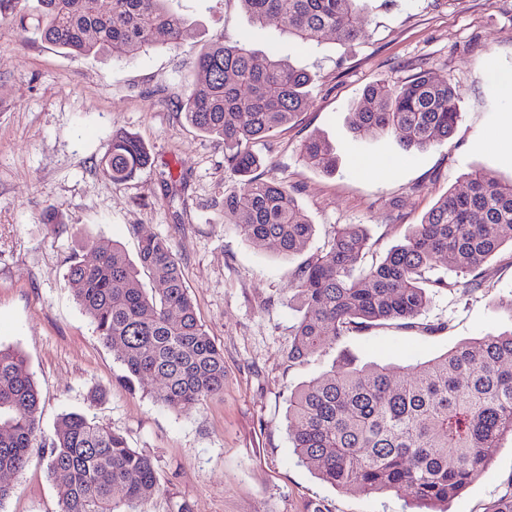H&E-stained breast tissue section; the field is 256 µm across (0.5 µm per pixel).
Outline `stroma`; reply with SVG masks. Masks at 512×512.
Returning a JSON list of instances; mask_svg holds the SVG:
<instances>
[{
	"label": "stroma",
	"mask_w": 512,
	"mask_h": 512,
	"mask_svg": "<svg viewBox=\"0 0 512 512\" xmlns=\"http://www.w3.org/2000/svg\"><path fill=\"white\" fill-rule=\"evenodd\" d=\"M191 31L178 43L127 56L76 57L0 16V345L19 349L40 392V428L53 436L66 413L86 414L150 454L160 490L144 512H404L392 492H342L295 455L288 399L342 354L415 365L466 339L512 329L500 300L512 295V248L486 264L491 287L433 293L423 315L435 330L396 324L354 331L300 363L288 347L301 315L294 272L338 227L369 237L366 261L404 242L448 189L465 190L476 168L512 178V104L487 71L512 69V0H363L360 38L329 34L300 45L276 25L254 23L239 0H172ZM275 53L311 77L296 120L255 145L272 175L296 185L314 226L304 252L277 256L224 225V195L237 178L224 142L200 133L179 110L202 46L217 37ZM452 76L461 113L439 145L404 150L393 138L359 135L353 105L371 83H402L420 70ZM126 131L151 163L115 183L98 169L112 136ZM328 140L335 172L309 166L304 140ZM54 212L64 228L44 223ZM144 236L167 239L181 262L198 318L224 352V392L183 413L156 403L159 380L135 388L64 286L73 253L91 258L109 239L136 258ZM0 512H58L59 488L32 458ZM512 489V443L448 503L486 512Z\"/></svg>",
	"instance_id": "35a3bbf8"
}]
</instances>
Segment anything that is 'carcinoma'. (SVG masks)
I'll return each mask as SVG.
<instances>
[{
	"instance_id": "1",
	"label": "carcinoma",
	"mask_w": 512,
	"mask_h": 512,
	"mask_svg": "<svg viewBox=\"0 0 512 512\" xmlns=\"http://www.w3.org/2000/svg\"><path fill=\"white\" fill-rule=\"evenodd\" d=\"M170 0H0L27 28L37 17L41 38L73 56L126 54L164 36L182 39L187 21ZM260 24L274 22L298 44L328 33L344 42L360 38L361 0H239ZM309 75L246 42L218 38L205 46L196 77L179 108L200 132L224 140V162L238 187L224 196V224L275 255L304 251L313 225L296 189L274 176H257L262 159L253 146L294 121L305 108ZM452 78L421 71L408 81L378 80L355 105L353 130L399 139L406 149H426L448 139L460 118ZM306 162L336 170L325 139L301 147ZM149 162L144 144L116 133L101 159L103 174L121 183ZM468 190L441 196L414 225L405 242L380 261L362 266L368 238L358 224L336 230L327 248L294 273L301 316L288 348L300 363L327 344V330L419 322L430 290L459 282L431 276L448 266L475 291L491 287L484 264L512 244V181L491 172L468 174ZM94 259L71 257L66 287L112 347L132 387L147 377L161 381L155 401L181 413L224 392V353L197 318L169 241L140 240L138 263L117 244L100 240ZM158 287L147 289L140 273ZM40 393L23 354L0 346V472L20 474L34 450L59 481V512H142L159 489L151 455L128 445L112 429L80 413L63 415L54 436H41ZM289 438L296 455L321 480L341 491L404 492L412 512H447L448 500L487 467L505 437H512V330L467 339L417 365L360 364L345 354L338 367L300 386L289 398Z\"/></svg>"
}]
</instances>
